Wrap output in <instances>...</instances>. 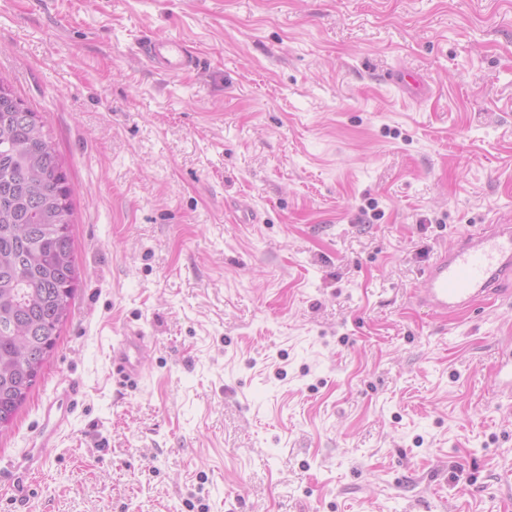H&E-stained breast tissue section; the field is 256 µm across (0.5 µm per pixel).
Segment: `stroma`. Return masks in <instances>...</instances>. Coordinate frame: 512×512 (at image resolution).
<instances>
[{"label":"stroma","mask_w":512,"mask_h":512,"mask_svg":"<svg viewBox=\"0 0 512 512\" xmlns=\"http://www.w3.org/2000/svg\"><path fill=\"white\" fill-rule=\"evenodd\" d=\"M163 37L199 66L152 68ZM0 79L67 165L78 271L0 468L82 390L0 512H512V284L414 300L512 222V0H0ZM127 329L149 353L122 395ZM141 51L146 60L164 73L179 75L197 68V55L182 40L154 39L144 43ZM512 278V224H484L440 252L421 272L415 302L446 317L498 296L500 280ZM147 336L139 330L125 331L112 344V384L122 390L137 387L145 377L143 358L147 351ZM497 395L512 398V348L507 347L493 368ZM80 395L79 383L70 380L62 392H55L53 399L43 405L41 424L34 437L33 447L27 448L15 458L7 472V486L15 502L24 503L31 498L36 478L45 467V449L56 442L68 415L77 407ZM63 403L67 406L66 412L60 411Z\"/></svg>","instance_id":"stroma-1"}]
</instances>
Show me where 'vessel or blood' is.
<instances>
[{
  "label": "vessel or blood",
  "mask_w": 512,
  "mask_h": 512,
  "mask_svg": "<svg viewBox=\"0 0 512 512\" xmlns=\"http://www.w3.org/2000/svg\"><path fill=\"white\" fill-rule=\"evenodd\" d=\"M146 60L164 73L179 75L197 68V55L178 39L144 43ZM512 276V224H485L460 237L440 252L421 272L416 303L432 315L445 317L471 309L478 301L497 297L498 285ZM148 340L141 331H127L112 345V382L118 390L137 387L145 377L143 358ZM498 396L512 398V348L503 351L493 368ZM81 395L77 381H69L42 407L41 424L32 448L15 458L7 472L11 497L27 502L45 467V450L56 442L61 428Z\"/></svg>",
  "instance_id": "obj_1"
}]
</instances>
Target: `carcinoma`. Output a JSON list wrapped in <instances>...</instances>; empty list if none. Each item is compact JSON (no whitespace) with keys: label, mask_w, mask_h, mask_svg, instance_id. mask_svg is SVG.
Here are the masks:
<instances>
[{"label":"carcinoma","mask_w":512,"mask_h":512,"mask_svg":"<svg viewBox=\"0 0 512 512\" xmlns=\"http://www.w3.org/2000/svg\"><path fill=\"white\" fill-rule=\"evenodd\" d=\"M73 189L39 113L0 80V427L57 345L76 292Z\"/></svg>","instance_id":"1"}]
</instances>
